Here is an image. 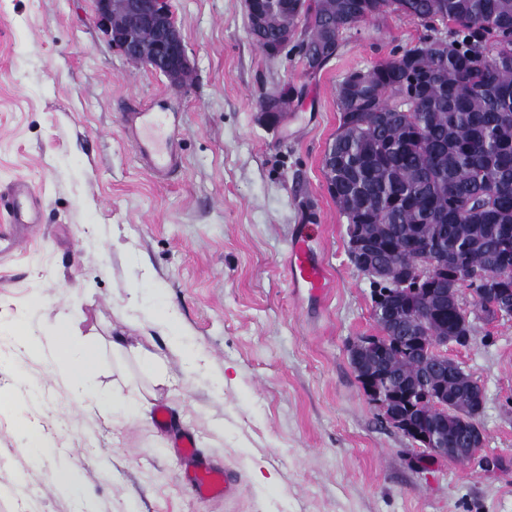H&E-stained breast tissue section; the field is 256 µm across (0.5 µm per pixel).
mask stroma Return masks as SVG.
I'll return each instance as SVG.
<instances>
[{
  "mask_svg": "<svg viewBox=\"0 0 512 512\" xmlns=\"http://www.w3.org/2000/svg\"><path fill=\"white\" fill-rule=\"evenodd\" d=\"M169 6L192 65L183 85L115 49L94 0H0V194L23 179L42 204L30 239L0 252V512L30 496L37 512H512V319L448 348L484 390L481 452L496 469L422 458L349 358L377 327L322 168L336 87L424 28L384 20L379 40L348 36L312 77L251 40L243 0ZM282 83L298 96L270 126L260 99ZM133 102L175 126L168 183L124 138ZM301 225L330 277L318 298L288 275ZM64 314L98 353L93 394L145 398L139 412L77 408L57 368L18 344L55 335ZM177 432L231 473L228 495H193ZM71 469L77 483L58 492Z\"/></svg>",
  "mask_w": 512,
  "mask_h": 512,
  "instance_id": "1",
  "label": "stroma"
}]
</instances>
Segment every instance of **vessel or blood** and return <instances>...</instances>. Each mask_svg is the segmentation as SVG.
<instances>
[{"label": "vessel or blood", "mask_w": 512, "mask_h": 512, "mask_svg": "<svg viewBox=\"0 0 512 512\" xmlns=\"http://www.w3.org/2000/svg\"><path fill=\"white\" fill-rule=\"evenodd\" d=\"M121 123L126 139L131 142L138 159L154 180H167L180 168L181 156L162 113L140 108L123 113ZM4 208L10 223L17 226L10 239L12 243H21L18 228L39 223L41 201L30 184L20 179L14 182ZM288 273L293 286L312 298L320 297L328 286L326 269L309 247L307 230H299L290 246ZM174 448L185 465L184 480L193 494L209 498L229 492L232 486L230 474L200 459L191 436L177 438Z\"/></svg>", "instance_id": "obj_1"}]
</instances>
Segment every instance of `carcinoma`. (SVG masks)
Wrapping results in <instances>:
<instances>
[{"label":"carcinoma","mask_w":512,"mask_h":512,"mask_svg":"<svg viewBox=\"0 0 512 512\" xmlns=\"http://www.w3.org/2000/svg\"><path fill=\"white\" fill-rule=\"evenodd\" d=\"M301 41L307 59L329 29L357 31L369 19L402 17L426 34L401 54L347 72L336 89L340 122L334 200L349 224L371 225L386 244L382 254L393 278L408 260L407 242L439 239L475 271L512 266V0H304ZM278 14L255 34L260 48L277 40ZM441 332L470 343L454 307L463 288L450 267ZM400 315L417 338L416 299L406 296ZM413 347L395 349L386 362L397 388L426 383L456 399L448 443L474 430L466 404L474 379L462 368L425 374Z\"/></svg>","instance_id":"obj_1"}]
</instances>
